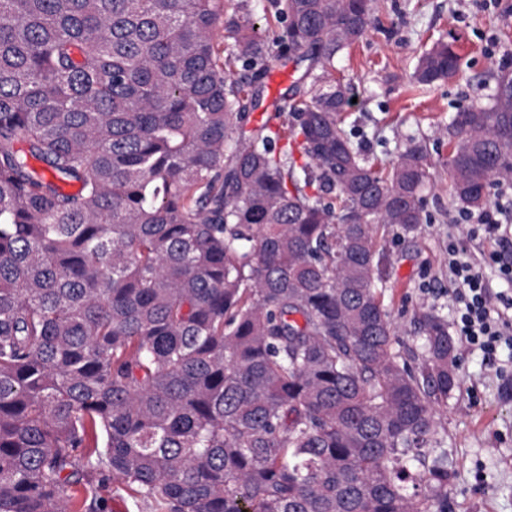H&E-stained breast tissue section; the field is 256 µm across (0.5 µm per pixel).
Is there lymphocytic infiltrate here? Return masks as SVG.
<instances>
[{
	"label": "lymphocytic infiltrate",
	"mask_w": 512,
	"mask_h": 512,
	"mask_svg": "<svg viewBox=\"0 0 512 512\" xmlns=\"http://www.w3.org/2000/svg\"><path fill=\"white\" fill-rule=\"evenodd\" d=\"M460 230L471 239L498 246L491 255L502 282L498 288L470 255L453 247L448 250V271L457 283L456 331L469 349L481 353L486 365L495 367L500 351L512 348V208L495 205Z\"/></svg>",
	"instance_id": "obj_1"
}]
</instances>
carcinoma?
I'll list each match as a JSON object with an SVG mask.
<instances>
[{
  "mask_svg": "<svg viewBox=\"0 0 512 512\" xmlns=\"http://www.w3.org/2000/svg\"><path fill=\"white\" fill-rule=\"evenodd\" d=\"M376 4L0 0V512H106L107 481L157 512H448V318L418 312L411 370L379 241L423 223L430 162L362 152L328 78ZM272 58L311 88L248 130ZM460 60L439 39L412 80ZM494 80L448 124L472 208L512 183Z\"/></svg>",
  "mask_w": 512,
  "mask_h": 512,
  "instance_id": "carcinoma-1",
  "label": "carcinoma"
}]
</instances>
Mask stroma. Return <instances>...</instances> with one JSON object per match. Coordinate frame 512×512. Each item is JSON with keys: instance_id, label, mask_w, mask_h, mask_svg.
Here are the masks:
<instances>
[{"instance_id": "1", "label": "stroma", "mask_w": 512, "mask_h": 512, "mask_svg": "<svg viewBox=\"0 0 512 512\" xmlns=\"http://www.w3.org/2000/svg\"><path fill=\"white\" fill-rule=\"evenodd\" d=\"M440 38L457 41L463 65L448 80L419 90L411 82L418 56ZM503 69L512 71V0H379L368 31L336 62L335 77L353 85L346 116L355 144L387 163L412 138L432 164L434 185L424 194L419 233L382 241L388 256L384 303L413 368L422 360L414 315L430 305L447 308L455 288L448 248L468 245L455 229L465 206L450 191L448 119L486 100ZM303 71V65L270 60L255 83L261 105L247 127L279 124L275 104ZM456 365L459 384L438 407L455 465L448 512H512V363L492 370L460 343Z\"/></svg>"}]
</instances>
